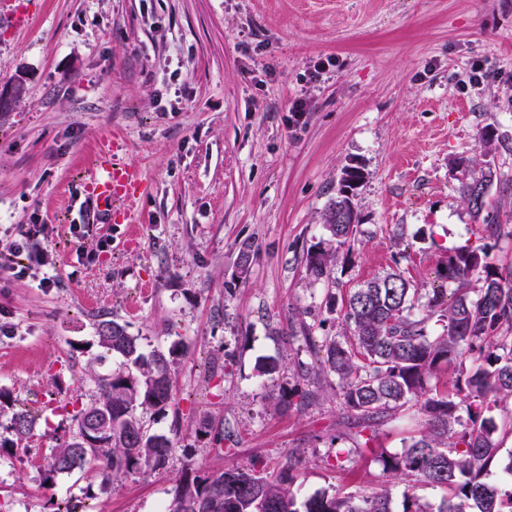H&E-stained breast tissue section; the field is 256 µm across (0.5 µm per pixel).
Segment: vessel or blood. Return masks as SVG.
I'll list each match as a JSON object with an SVG mask.
<instances>
[{
  "label": "vessel or blood",
  "mask_w": 512,
  "mask_h": 512,
  "mask_svg": "<svg viewBox=\"0 0 512 512\" xmlns=\"http://www.w3.org/2000/svg\"><path fill=\"white\" fill-rule=\"evenodd\" d=\"M148 191L141 171L125 163L118 144H102L95 154L83 183L85 200L105 222L131 219L133 211Z\"/></svg>",
  "instance_id": "vessel-or-blood-1"
}]
</instances>
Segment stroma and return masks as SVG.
Here are the masks:
<instances>
[{
  "label": "stroma",
  "instance_id": "obj_1",
  "mask_svg": "<svg viewBox=\"0 0 512 512\" xmlns=\"http://www.w3.org/2000/svg\"><path fill=\"white\" fill-rule=\"evenodd\" d=\"M0 265L21 225L41 228L49 265L0 280V389L37 418L49 454L89 400L88 369H122L96 343L100 315L128 323L144 353L176 349L173 402L149 412L166 467L44 482L22 450L0 459V512H155L183 468H291L298 498L366 495L423 417L409 409L358 448L335 383L318 375L327 292L396 270L445 287L448 250L512 263V0H0ZM326 70L312 80L310 66ZM497 73L468 86L472 62ZM308 110L294 120L290 107ZM124 132L122 155L153 189L131 223L80 220L83 175ZM501 145L486 152L483 129ZM359 167L358 232L328 280L303 256L344 167ZM498 180L485 237L460 197L475 167ZM253 249L238 271L241 242ZM58 279L44 288V273ZM277 368L262 372L260 363ZM291 393L290 404L269 399Z\"/></svg>",
  "mask_w": 512,
  "mask_h": 512
}]
</instances>
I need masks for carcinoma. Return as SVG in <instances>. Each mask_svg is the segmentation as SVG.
Masks as SVG:
<instances>
[{"mask_svg":"<svg viewBox=\"0 0 512 512\" xmlns=\"http://www.w3.org/2000/svg\"><path fill=\"white\" fill-rule=\"evenodd\" d=\"M493 177L489 169L460 188L470 210L483 216L490 237L501 231L487 202ZM362 178L355 166L343 169L336 198L322 214L328 238L304 257L313 282L329 278L336 253L356 235L357 225L341 218L355 210L353 189ZM440 275L455 285L451 293L424 294L390 271L339 300L328 294L326 311L339 313L342 335L323 341L318 374L336 377L356 436L366 444L385 419L409 404L425 417L424 428L404 439L402 453L381 456L383 471L404 484L402 512H512V488L486 481L499 453L492 413H502L512 431V265L498 263L485 248L462 246L448 251ZM434 318L442 332L431 336L427 323ZM95 334L100 347L125 360L127 370L89 369L96 395L75 415L71 436L30 463L47 480L87 467L104 489L119 476L150 475L166 466L171 441L148 434L142 415L171 403L177 350L146 357L141 337L113 319L98 320ZM468 350L473 367L466 364ZM445 368L454 371L451 385L431 384ZM97 416L105 422L95 434L87 420ZM36 424L27 411L11 412L12 438H0V448L22 442L30 454ZM416 482L444 490L436 506L411 493ZM391 502L386 487L367 496L317 494L299 502L289 467L276 473L250 467L204 474L188 465L176 482L170 512H393Z\"/></svg>","mask_w":512,"mask_h":512,"instance_id":"obj_1","label":"carcinoma"}]
</instances>
